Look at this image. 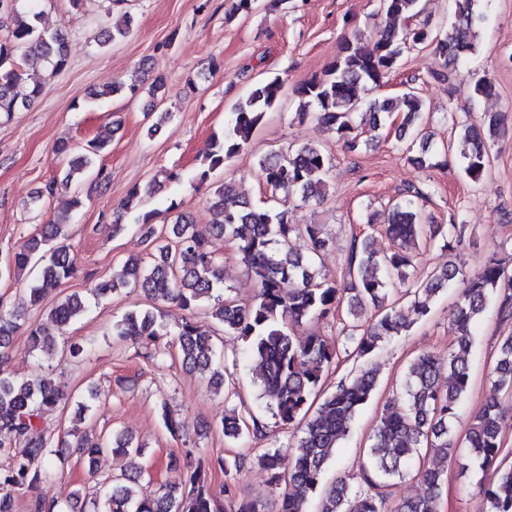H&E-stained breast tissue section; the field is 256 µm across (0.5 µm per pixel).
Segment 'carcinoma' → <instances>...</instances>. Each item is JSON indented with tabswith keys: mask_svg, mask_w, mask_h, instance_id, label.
Listing matches in <instances>:
<instances>
[{
	"mask_svg": "<svg viewBox=\"0 0 512 512\" xmlns=\"http://www.w3.org/2000/svg\"><path fill=\"white\" fill-rule=\"evenodd\" d=\"M40 0H0V19L11 26L0 36V114L32 103L43 92L40 83L28 84L22 78L19 61L37 56L51 65L52 73L68 65L67 39L58 32L40 27ZM420 0H378V14L387 23L375 33L372 44L358 37L344 39L336 59L320 76L302 82L296 93L301 115H314L318 122L335 133L337 140L350 151L367 145L376 138L393 113L402 117L395 129L398 138L411 133L428 142L424 120L426 103L417 88L411 87L398 98L367 100L364 93L385 82L401 65L406 52L430 47L441 60V69L431 72L437 79L448 70L458 69L472 55L479 43L478 26L484 14L477 11V0H448L453 15L444 30L426 25H411L419 13ZM283 81L269 78L258 82L248 96L230 112L227 130L215 137L209 156L197 173L204 182L210 174L242 152L255 130L260 128L279 101ZM142 91L138 83H117L105 91H92L90 100L116 93L135 97ZM492 80L477 79L470 89V101L497 96ZM366 107L356 119L359 107ZM503 115L486 113L478 124L452 122L467 145L461 152L463 171L469 181L477 183L485 176L489 164V148L495 142ZM111 140L107 131L88 141L83 152L61 140L55 152L66 160L59 177L37 192V198L53 196L59 191L71 192L84 179H92L94 187L107 185L108 175L98 159ZM330 159L321 148L305 145L288 153L271 152L260 157L257 169L272 200L279 195H297L301 201L321 202L327 195ZM160 184L151 180L134 184L128 191L126 206L138 208L156 195ZM234 194L232 183L215 187L210 202L214 214L216 236L228 237L238 244L241 261L253 274L258 292L244 304L225 300L211 316L222 328L224 336L249 340L247 360L256 368L267 408L283 426H300L293 456L284 458L281 447L272 446L256 456L266 471L269 482L284 486L279 512H308L309 495L321 483L328 459L348 434L356 413L366 405L377 382V369L360 370L350 382L337 385L320 405L317 415L305 416L323 392L330 369L340 358L336 341L314 334L298 336L294 330L311 319L335 316L342 307L355 316L358 309L375 310L366 327L352 321L343 325L342 336L352 354L366 357L379 343L408 330L411 324L428 315L430 301L436 293L460 280L459 292L450 318L457 336L445 356L422 353L407 366L403 399L388 401L374 428L371 445L364 449L356 475L341 478L322 501L320 512H439L442 479L448 455L458 446L456 424L460 405L470 385V353L475 324L486 303L495 299L498 312L512 317V272L502 259L493 254L482 270L467 276L454 264L432 272L415 288L406 289L412 297L408 307L389 302L388 285L394 279L405 281L422 248L436 237L445 238L448 250H454L464 239L466 225L457 217L450 224H426L420 202L429 194L416 189L413 194L393 206L385 232L394 243L391 251L378 254L368 238L352 237L346 257V272L341 279L327 274L316 258L328 246L317 224L299 226L289 222L288 209L259 208L246 200L229 202ZM182 203L171 200L168 210L175 213L173 222L156 228L155 212L139 215L147 233L161 242L160 261L143 265L137 257L127 259L112 277L97 284L94 293L108 296L121 288H142L153 300L172 304L187 312L177 326L178 351L182 364L208 376V383L224 391L225 399L237 395L233 375L224 372L219 362L216 331L198 325L190 314L211 299L223 287L213 241L194 231ZM70 213L43 225L40 233L0 260V277L14 271L34 274L32 285L18 302L7 305L0 298V512H15V495L28 492L50 482L57 474L58 461L70 449L53 444L45 435L42 423L52 415L64 395L47 378L19 379L6 367L13 336L21 328L25 304L40 302L60 283L71 279L76 269L63 226L70 223ZM309 242V252L301 254L289 246L295 233ZM86 310L80 296L73 294L57 303L50 316L59 327L68 326ZM25 333L33 350L53 351L56 337L43 329L26 326ZM170 334L160 310L130 312L112 325V335L135 336L154 357L160 353L158 342ZM448 376V388L440 380ZM494 394L467 424L465 447L471 463L484 472L475 488L477 512H512V464L499 461L503 440L500 429L501 408L498 393H512V333L502 337L497 359L491 370ZM224 437L247 448L252 441L267 438L265 426L248 408L233 409L224 415ZM89 475H95L96 459L105 451L130 458V472L123 474L121 484L99 486L85 501V512H265L259 499L238 500L236 475L244 457L217 460L224 471V483L214 489L201 467L187 472L184 487L166 484L150 487L142 483L136 459L143 453L141 445L131 438L94 439L86 437L78 445ZM433 454L430 465L414 464L422 452ZM410 478L421 485L414 498L390 505V488L395 481ZM30 512H66L54 498L37 496L30 501Z\"/></svg>",
	"mask_w": 512,
	"mask_h": 512,
	"instance_id": "cac0c4a2",
	"label": "carcinoma"
}]
</instances>
